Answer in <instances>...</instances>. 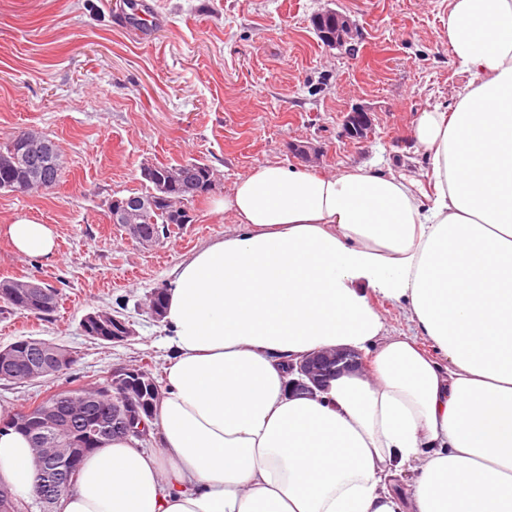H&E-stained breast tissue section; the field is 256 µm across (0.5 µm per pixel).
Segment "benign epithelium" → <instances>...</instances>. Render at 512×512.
Instances as JSON below:
<instances>
[{
    "label": "benign epithelium",
    "instance_id": "7a95c632",
    "mask_svg": "<svg viewBox=\"0 0 512 512\" xmlns=\"http://www.w3.org/2000/svg\"><path fill=\"white\" fill-rule=\"evenodd\" d=\"M314 27L320 30L326 46L331 48L343 47L358 38L360 28L358 23L340 12H329L314 19ZM345 136L353 141L363 142L372 133V119L368 110L363 106H355L347 112L343 121ZM17 147L27 157H34L41 162H48L54 157V144L42 135L25 132L17 139ZM144 208V201L130 197L123 206H115L111 212L112 223L123 224L130 229L133 238H138L139 225L133 223ZM18 295L33 301L31 313L46 316L54 308V292L41 281H23L19 283ZM84 331L96 334V331L109 330L112 340H122L134 335L133 330L125 321L112 317L108 321L89 314L83 318ZM361 364L358 354L351 349H336L318 351L303 357L297 362L288 364L289 379L286 392L289 394L315 395L322 391L329 379L351 370ZM103 390L112 400V429L126 432L131 430L141 438H148L149 422L154 420V409L160 401L161 392L154 377L139 366L116 367L106 375ZM8 424L26 427L30 430L43 431L50 425L60 426L51 412H41L33 415V411L24 410L19 416L8 421ZM91 429L87 440L92 443V449L101 446L100 439L110 429L100 419L89 423ZM84 451L79 448H56L53 457L39 459L37 473V493L44 502L55 500L66 490L75 479L79 463Z\"/></svg>",
    "mask_w": 512,
    "mask_h": 512
}]
</instances>
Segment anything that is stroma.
I'll return each mask as SVG.
<instances>
[{
	"label": "stroma",
	"mask_w": 512,
	"mask_h": 512,
	"mask_svg": "<svg viewBox=\"0 0 512 512\" xmlns=\"http://www.w3.org/2000/svg\"><path fill=\"white\" fill-rule=\"evenodd\" d=\"M166 21L148 41L115 24L106 0H0V141L35 129L55 145L63 177L52 190H0V225H49V257L16 253L0 237V280L35 278L57 289L44 319L0 317V345L27 338L68 349L69 371L27 383L0 382V406L19 411L71 379L140 365L164 380L168 333L146 312L148 294L169 286L176 265L235 225L216 201L266 162L333 174L383 154L416 175L428 169L412 131L422 112L450 109L468 81L445 35L450 0H152ZM333 9L360 37L325 46L313 17ZM369 109L364 142L343 135L346 112ZM300 141L320 152L307 164ZM210 165L217 182L189 199L190 224L145 244L111 223L114 198L144 193L143 163ZM370 301L391 335L416 336L403 311ZM128 322L112 343L80 329L90 312Z\"/></svg>",
	"instance_id": "1"
}]
</instances>
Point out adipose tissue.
<instances>
[{
	"label": "adipose tissue",
	"instance_id": "obj_1",
	"mask_svg": "<svg viewBox=\"0 0 512 512\" xmlns=\"http://www.w3.org/2000/svg\"><path fill=\"white\" fill-rule=\"evenodd\" d=\"M446 36L469 80L415 127L426 179L378 163L240 177L220 203L236 227L173 271L156 447L109 438L55 512H512V0H451ZM0 236L55 249L28 219ZM373 293L444 361L388 335ZM370 346V377L285 393L286 361ZM37 469L1 432L0 485L28 498Z\"/></svg>",
	"mask_w": 512,
	"mask_h": 512
}]
</instances>
